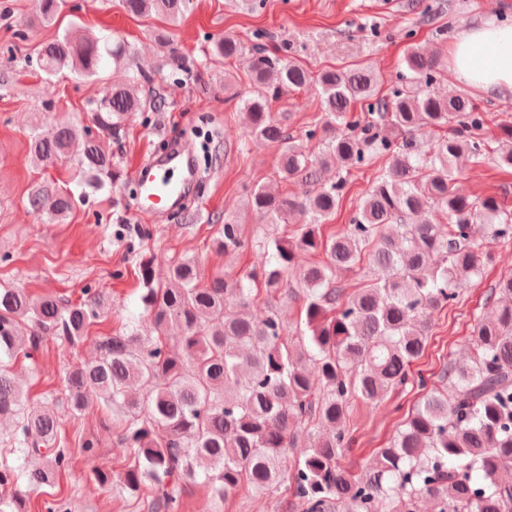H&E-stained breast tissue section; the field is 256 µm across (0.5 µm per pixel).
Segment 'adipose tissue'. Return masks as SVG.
Here are the masks:
<instances>
[{"mask_svg":"<svg viewBox=\"0 0 512 512\" xmlns=\"http://www.w3.org/2000/svg\"><path fill=\"white\" fill-rule=\"evenodd\" d=\"M448 72L490 97L512 98V26L493 18L460 25L448 46Z\"/></svg>","mask_w":512,"mask_h":512,"instance_id":"adipose-tissue-1","label":"adipose tissue"}]
</instances>
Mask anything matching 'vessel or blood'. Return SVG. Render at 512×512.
Instances as JSON below:
<instances>
[{
    "mask_svg": "<svg viewBox=\"0 0 512 512\" xmlns=\"http://www.w3.org/2000/svg\"><path fill=\"white\" fill-rule=\"evenodd\" d=\"M132 176L140 187L143 208L154 215L175 208L186 190L199 186L202 180L193 149L187 144L139 163Z\"/></svg>",
    "mask_w": 512,
    "mask_h": 512,
    "instance_id": "obj_1",
    "label": "vessel or blood"
}]
</instances>
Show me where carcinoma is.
<instances>
[{"label":"carcinoma","mask_w":512,"mask_h":512,"mask_svg":"<svg viewBox=\"0 0 512 512\" xmlns=\"http://www.w3.org/2000/svg\"><path fill=\"white\" fill-rule=\"evenodd\" d=\"M51 23L65 0H38ZM132 17L175 21L193 0H121ZM168 64L187 76L203 62L219 63L245 46L225 35L210 40L205 61L185 55L164 31L154 33ZM250 90L241 95L248 134L276 147L281 180L311 187L302 198L251 191L248 203L264 219L253 237L226 216L213 240L231 254L252 250L259 260L249 273L205 278L198 262L180 260L164 272L152 259L138 265L140 302L149 327L133 322L113 336L91 339L106 293L88 288L77 300L33 296L15 285L0 286V419L13 422L0 455V512H26L22 487L51 486L70 464L58 439V408L78 417L93 401L112 411L124 449L123 471L98 463L95 443L82 452L100 485L118 484L148 512H178L183 486L206 484L223 501L243 487L264 492L287 486L305 512H418L419 498L433 512H512V275L487 294V318L471 326L466 363L443 362L434 388L414 406L390 445L378 449L364 475L342 465L355 443L349 420L354 403L380 402L406 389L410 365L425 351L431 313L456 300L462 287L492 263L491 245L512 240V208L496 196L474 198L455 185L453 164L466 155L486 156L485 113L465 95L440 94L442 66L420 48L408 46L392 96H378L381 76L353 64L316 76L299 63L251 47ZM48 76L65 70L77 77L99 75L112 64L110 92L97 101L93 123L99 136L75 120L30 137L28 156L41 166L68 161L75 142L73 190L44 185L27 196L31 212L65 219L76 200L119 177L112 152L102 141L123 137L133 112H162L165 99L151 90L136 66L133 46L118 34L97 36L81 27L35 49ZM315 81L324 115L304 135L288 131L286 117L271 103ZM364 121L349 117L356 103ZM451 128L425 147L414 132ZM494 161L512 168V122L500 126ZM386 157L375 182L337 235L322 226L344 194L341 175L328 182L332 164L340 171ZM298 215L291 235L276 227ZM322 253L324 260L298 266L297 252ZM368 263L371 275L347 295L337 274ZM261 284L267 300L295 288L301 299L299 327L286 330L270 308L256 320L248 313ZM229 304L240 308L229 318ZM175 325L177 336L166 330ZM51 338L73 349L92 340L98 356L65 371L57 398L31 401L17 384L12 365ZM320 433L299 457L291 450Z\"/></svg>","instance_id":"1"}]
</instances>
